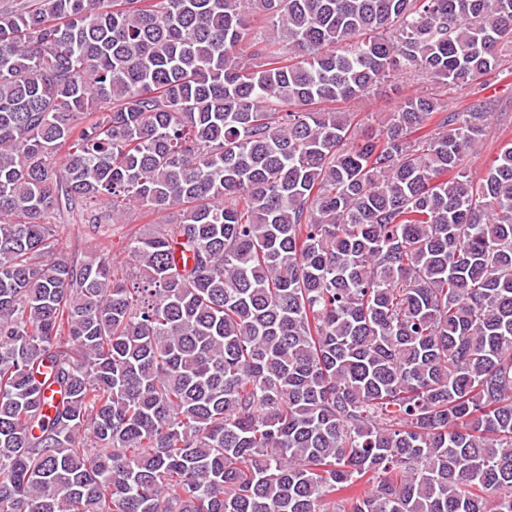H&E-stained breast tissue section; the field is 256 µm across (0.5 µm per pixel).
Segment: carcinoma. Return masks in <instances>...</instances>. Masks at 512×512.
<instances>
[{"mask_svg":"<svg viewBox=\"0 0 512 512\" xmlns=\"http://www.w3.org/2000/svg\"><path fill=\"white\" fill-rule=\"evenodd\" d=\"M506 55L512 0H0V512H512V145L333 107ZM130 207L128 276L57 250Z\"/></svg>","mask_w":512,"mask_h":512,"instance_id":"carcinoma-1","label":"carcinoma"}]
</instances>
